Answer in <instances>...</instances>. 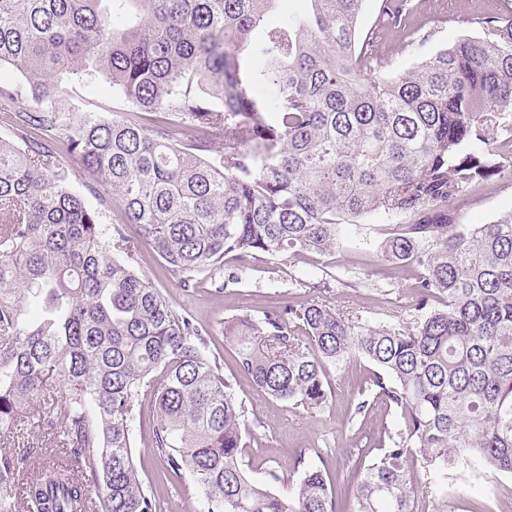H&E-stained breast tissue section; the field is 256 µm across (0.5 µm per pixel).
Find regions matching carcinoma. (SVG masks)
I'll list each match as a JSON object with an SVG mask.
<instances>
[{
	"instance_id": "1",
	"label": "carcinoma",
	"mask_w": 512,
	"mask_h": 512,
	"mask_svg": "<svg viewBox=\"0 0 512 512\" xmlns=\"http://www.w3.org/2000/svg\"><path fill=\"white\" fill-rule=\"evenodd\" d=\"M276 2L0 0V66L24 78L0 84V512H160L134 455L147 402L152 448L199 512H419L450 472L512 474V211L456 224L448 209L512 155V24L385 79L381 48L420 28L416 0H383L366 32L364 0H305L268 27ZM62 74L109 79L144 118L72 121ZM373 214L381 260L410 274L408 319L313 300L224 322L239 374L293 406L328 404L343 361L376 367L366 391L397 420L389 447L359 452L349 510L318 448L283 492L276 471L248 474L238 379L137 265L146 242L189 290L228 257L334 253L338 227ZM19 428L64 454L23 483ZM66 160L70 165H72L73 167H75L76 169H78L80 171L76 185H77V189L80 190L84 194L86 202L91 207H93L95 209H101V211L103 212V216H104L103 222L105 224L112 223V211L110 209H108L105 205L101 204V201H100V198L98 197V195L91 194L84 188L83 182L86 181L87 179L85 176V172H83V170L80 166L79 161L76 159H73V158H67Z\"/></svg>"
}]
</instances>
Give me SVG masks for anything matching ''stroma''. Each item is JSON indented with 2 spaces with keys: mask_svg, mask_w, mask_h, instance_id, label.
I'll list each match as a JSON object with an SVG mask.
<instances>
[{
  "mask_svg": "<svg viewBox=\"0 0 512 512\" xmlns=\"http://www.w3.org/2000/svg\"><path fill=\"white\" fill-rule=\"evenodd\" d=\"M453 12L448 22L422 27L417 33L395 37L402 51L383 75L393 78L421 63L461 36L482 34L481 18H512V0H450ZM60 95L73 107V120L91 115L109 119L120 108L105 78L85 82L78 76L59 81ZM456 223L487 224L512 211V161L506 162L501 179L490 188L465 201L449 204ZM386 222L376 215L361 224L342 227L346 249L320 256L291 252L266 263H252L238 283L215 292L210 285L186 291L161 268L149 245H141L138 270L155 287L161 288L176 308L188 310L212 331H219L225 318L238 314L262 317L273 306L322 300L336 307L356 309L363 319L374 323H394L405 318V305L411 298L407 273L389 269L376 256ZM372 370L371 364L351 360L331 371L332 401L320 409H307L269 399L241 380L239 396L249 410L254 442L250 453L252 476L273 469L284 479H292L293 461L307 448L322 449L332 471L351 480L359 449L374 448L383 426L396 415L385 402H377L366 418L354 416L361 382ZM156 416L144 410L141 429L136 433V465L144 485L150 486L163 506V512H197L199 491L190 483L170 478L151 444ZM497 489L488 498L486 485ZM448 491L459 494L458 512H512V475L488 472L476 477L454 476Z\"/></svg>",
  "mask_w": 512,
  "mask_h": 512,
  "instance_id": "1",
  "label": "stroma"
}]
</instances>
